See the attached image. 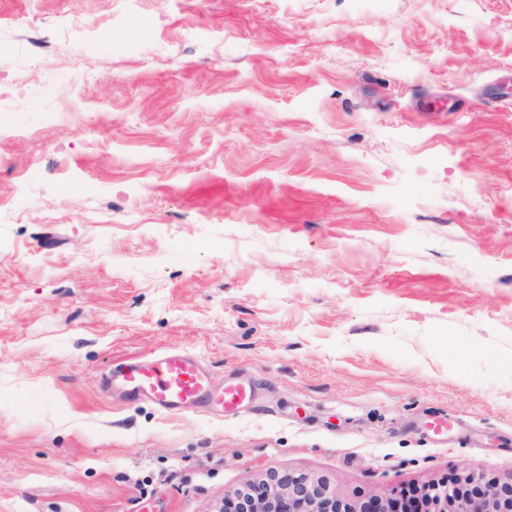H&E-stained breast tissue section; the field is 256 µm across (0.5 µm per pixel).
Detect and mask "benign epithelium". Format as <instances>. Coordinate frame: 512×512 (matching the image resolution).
<instances>
[{
    "instance_id": "1",
    "label": "benign epithelium",
    "mask_w": 512,
    "mask_h": 512,
    "mask_svg": "<svg viewBox=\"0 0 512 512\" xmlns=\"http://www.w3.org/2000/svg\"><path fill=\"white\" fill-rule=\"evenodd\" d=\"M222 512H512V473L465 480L447 478L416 488L412 498L351 502L327 482L305 475L270 473L247 481L224 500Z\"/></svg>"
}]
</instances>
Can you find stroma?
I'll list each match as a JSON object with an SVG mask.
<instances>
[{
	"label": "stroma",
	"instance_id": "stroma-1",
	"mask_svg": "<svg viewBox=\"0 0 512 512\" xmlns=\"http://www.w3.org/2000/svg\"><path fill=\"white\" fill-rule=\"evenodd\" d=\"M169 349L251 402L105 391ZM283 470L512 472V0H0V512Z\"/></svg>",
	"mask_w": 512,
	"mask_h": 512
}]
</instances>
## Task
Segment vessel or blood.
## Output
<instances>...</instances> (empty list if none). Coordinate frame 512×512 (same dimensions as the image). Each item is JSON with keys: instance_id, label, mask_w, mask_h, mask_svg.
I'll return each instance as SVG.
<instances>
[{"instance_id": "1", "label": "vessel or blood", "mask_w": 512, "mask_h": 512, "mask_svg": "<svg viewBox=\"0 0 512 512\" xmlns=\"http://www.w3.org/2000/svg\"><path fill=\"white\" fill-rule=\"evenodd\" d=\"M112 379L129 401L145 400L168 414L212 404L235 410L253 396L250 384L234 377L216 382L198 357L177 350L127 360L113 370Z\"/></svg>"}]
</instances>
